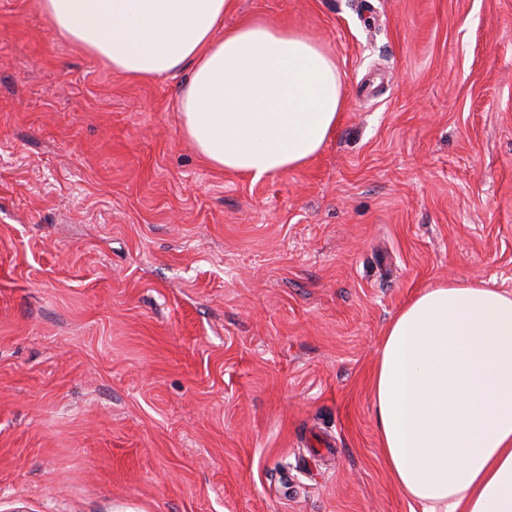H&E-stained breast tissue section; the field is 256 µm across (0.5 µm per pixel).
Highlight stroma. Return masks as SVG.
Listing matches in <instances>:
<instances>
[{"instance_id":"1","label":"stroma","mask_w":512,"mask_h":512,"mask_svg":"<svg viewBox=\"0 0 512 512\" xmlns=\"http://www.w3.org/2000/svg\"><path fill=\"white\" fill-rule=\"evenodd\" d=\"M336 59L346 107L250 178L0 0V512H412L371 379L419 290L512 291V0H234Z\"/></svg>"}]
</instances>
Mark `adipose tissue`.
Listing matches in <instances>:
<instances>
[{"mask_svg": "<svg viewBox=\"0 0 512 512\" xmlns=\"http://www.w3.org/2000/svg\"><path fill=\"white\" fill-rule=\"evenodd\" d=\"M233 0H41L64 39L138 80L182 70L185 136L260 181L303 166L346 105L335 59L301 30L222 26ZM382 457L419 512H512V293L451 280L388 323L372 377Z\"/></svg>", "mask_w": 512, "mask_h": 512, "instance_id": "obj_1", "label": "adipose tissue"}]
</instances>
